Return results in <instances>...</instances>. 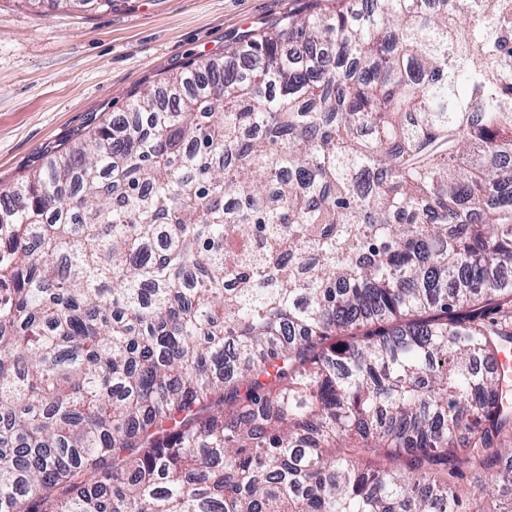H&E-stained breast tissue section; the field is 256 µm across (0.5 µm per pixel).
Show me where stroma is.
I'll return each mask as SVG.
<instances>
[{"instance_id":"1","label":"stroma","mask_w":512,"mask_h":512,"mask_svg":"<svg viewBox=\"0 0 512 512\" xmlns=\"http://www.w3.org/2000/svg\"><path fill=\"white\" fill-rule=\"evenodd\" d=\"M313 0H0V193L104 115Z\"/></svg>"}]
</instances>
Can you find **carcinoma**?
Returning a JSON list of instances; mask_svg holds the SVG:
<instances>
[{
	"mask_svg": "<svg viewBox=\"0 0 512 512\" xmlns=\"http://www.w3.org/2000/svg\"><path fill=\"white\" fill-rule=\"evenodd\" d=\"M230 57L6 192L0 512H512V0Z\"/></svg>",
	"mask_w": 512,
	"mask_h": 512,
	"instance_id": "obj_1",
	"label": "carcinoma"
}]
</instances>
